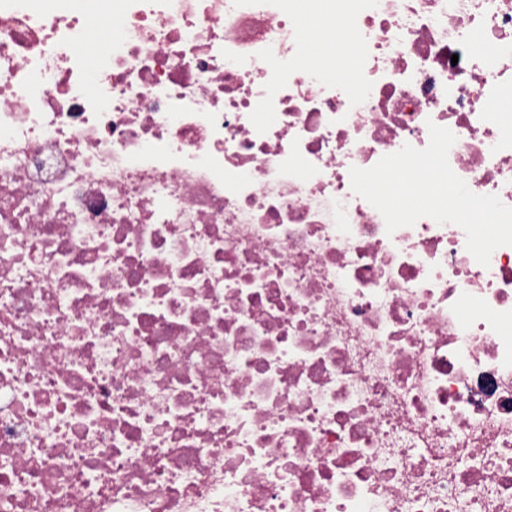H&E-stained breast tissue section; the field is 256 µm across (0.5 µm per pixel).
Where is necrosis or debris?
Instances as JSON below:
<instances>
[{
    "label": "necrosis or debris",
    "instance_id": "obj_1",
    "mask_svg": "<svg viewBox=\"0 0 512 512\" xmlns=\"http://www.w3.org/2000/svg\"><path fill=\"white\" fill-rule=\"evenodd\" d=\"M432 123L512 207V0H0V512H512V246L351 189Z\"/></svg>",
    "mask_w": 512,
    "mask_h": 512
}]
</instances>
